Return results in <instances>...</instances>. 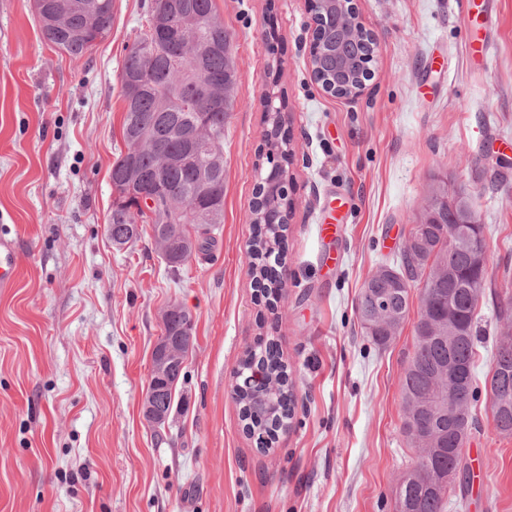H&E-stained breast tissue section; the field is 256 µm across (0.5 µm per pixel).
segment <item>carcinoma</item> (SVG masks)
Listing matches in <instances>:
<instances>
[{
    "mask_svg": "<svg viewBox=\"0 0 512 512\" xmlns=\"http://www.w3.org/2000/svg\"><path fill=\"white\" fill-rule=\"evenodd\" d=\"M44 40L71 58L82 57L105 38L112 24V0H33ZM314 31L321 42L335 35L331 15L315 20ZM230 36L215 10L214 0H153L145 28L134 38L120 72L124 100L122 139L125 151L112 164V191L132 193L112 204L105 232L113 245L121 247L138 240L143 225L151 227V238L160 257L172 271L216 244L213 232L224 223V127L233 99L225 96L228 85L237 83L229 69ZM317 77L336 79L331 60L324 54L314 62ZM286 116L269 117L266 142L269 162L288 159ZM210 144L206 151L191 147L198 136ZM261 203L254 209L255 223L263 226L249 249V265L255 280L264 282L267 294L277 296L284 276L269 258L288 227L286 183L262 178L256 186ZM158 195L170 202L161 211L140 205L141 196ZM454 215L436 211L431 221L421 217L412 230L429 243L434 255L426 257L416 273L399 263L387 277L366 281L357 296L360 324L380 313L393 316L369 333L370 341L383 349L399 335L409 319L412 290L419 289L420 306L414 322V345L400 378L405 404L403 434L408 443L429 438L430 469L416 463L398 481V501L404 512H443L446 486L437 479L455 475L462 454L456 451L458 429L471 430V405L477 395L474 374L475 341L480 334V300L470 292L476 279H487V271L474 267L469 253L448 244ZM453 315L462 331L456 343L438 338L437 326ZM193 322L191 312L172 304L162 316V335L179 338L184 326ZM270 341L265 350L249 351L240 362L234 394L241 405L247 432L271 449L278 431L292 419V383L287 366L275 354ZM467 368L466 385L439 379V369L448 360ZM260 368L265 382L250 381L253 368ZM183 370L166 375L155 398L171 412L176 386ZM489 407L496 429L512 434V346L497 343L493 366L485 380Z\"/></svg>",
    "mask_w": 512,
    "mask_h": 512,
    "instance_id": "cac0c4a2",
    "label": "carcinoma"
}]
</instances>
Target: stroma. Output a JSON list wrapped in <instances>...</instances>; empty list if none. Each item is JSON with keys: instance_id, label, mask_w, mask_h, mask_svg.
Returning a JSON list of instances; mask_svg holds the SVG:
<instances>
[{"instance_id": "35a3bbf8", "label": "stroma", "mask_w": 512, "mask_h": 512, "mask_svg": "<svg viewBox=\"0 0 512 512\" xmlns=\"http://www.w3.org/2000/svg\"><path fill=\"white\" fill-rule=\"evenodd\" d=\"M113 2L107 37L73 59L44 41L33 0H0V225L19 242L16 285L0 291V512H396L418 456L399 389L413 326L376 348L355 299L442 177L485 228L477 381L512 333V0H475L467 20L460 0H359L378 46L354 100L311 77L308 0H215L237 70L224 222L216 247L176 272L149 232L120 249L104 233L124 149L119 73L152 0ZM490 41L488 58L471 55ZM269 89L290 116L293 203L273 302L248 257ZM174 302L195 342L157 431L141 404ZM270 339L294 411L264 452L233 385ZM471 412L469 492L450 488L444 512H512V435L495 429L486 394Z\"/></svg>"}]
</instances>
